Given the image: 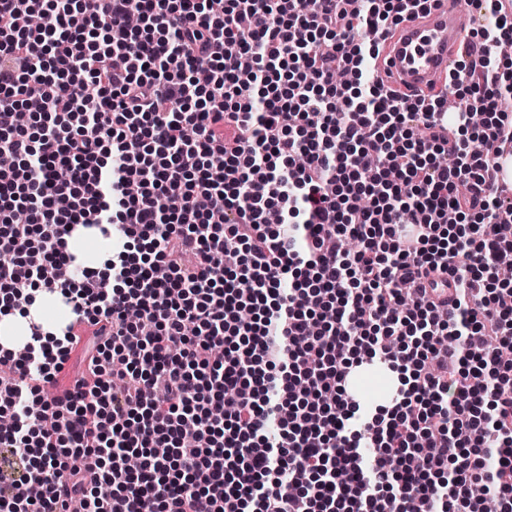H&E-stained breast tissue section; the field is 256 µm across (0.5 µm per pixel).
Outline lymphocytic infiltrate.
<instances>
[{
    "instance_id": "obj_1",
    "label": "lymphocytic infiltrate",
    "mask_w": 512,
    "mask_h": 512,
    "mask_svg": "<svg viewBox=\"0 0 512 512\" xmlns=\"http://www.w3.org/2000/svg\"><path fill=\"white\" fill-rule=\"evenodd\" d=\"M357 2L0 0V316L42 285L75 315L6 356L0 512H512V196L470 147L512 146V12L470 0L448 128L360 37L426 0ZM80 224L141 259L60 280ZM81 323L92 377L45 398ZM379 363L401 385L359 417Z\"/></svg>"
}]
</instances>
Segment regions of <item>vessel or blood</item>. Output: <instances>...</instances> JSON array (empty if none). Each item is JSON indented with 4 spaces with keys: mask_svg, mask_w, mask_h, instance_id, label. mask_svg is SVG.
<instances>
[{
    "mask_svg": "<svg viewBox=\"0 0 512 512\" xmlns=\"http://www.w3.org/2000/svg\"><path fill=\"white\" fill-rule=\"evenodd\" d=\"M475 10L464 11L450 0H432L427 11L406 21L387 39L379 60V77L385 86L418 98L438 91L457 68L470 42ZM489 184L512 191V151L499 154L491 164Z\"/></svg>",
    "mask_w": 512,
    "mask_h": 512,
    "instance_id": "vessel-or-blood-1",
    "label": "vessel or blood"
}]
</instances>
